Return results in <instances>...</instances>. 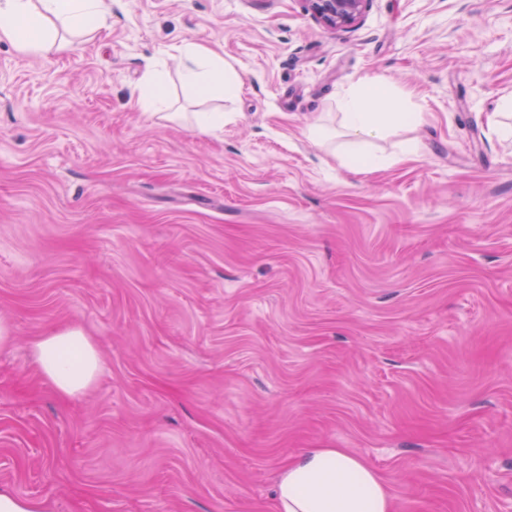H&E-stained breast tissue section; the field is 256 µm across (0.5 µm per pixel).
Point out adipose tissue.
Segmentation results:
<instances>
[{"label":"adipose tissue","mask_w":512,"mask_h":512,"mask_svg":"<svg viewBox=\"0 0 512 512\" xmlns=\"http://www.w3.org/2000/svg\"><path fill=\"white\" fill-rule=\"evenodd\" d=\"M112 9V0H0V39L12 42L24 54L42 57L66 49L54 24L95 31ZM183 81L200 97L213 90L232 92L224 58L212 48L190 43L183 47ZM342 134L360 145L383 138L378 120L388 110L394 121L417 124V112H400L386 84L365 80L340 101ZM42 377L64 397L88 392L100 372V356L83 329L68 327L36 339L32 344ZM274 512H396L388 484L359 454L347 448H312L279 473Z\"/></svg>","instance_id":"adipose-tissue-1"}]
</instances>
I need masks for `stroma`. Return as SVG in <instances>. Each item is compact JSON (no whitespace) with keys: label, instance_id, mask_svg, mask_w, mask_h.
<instances>
[{"label":"stroma","instance_id":"1","mask_svg":"<svg viewBox=\"0 0 512 512\" xmlns=\"http://www.w3.org/2000/svg\"><path fill=\"white\" fill-rule=\"evenodd\" d=\"M63 35L0 40V488L272 512L288 462L347 448L397 512H512V0H371L340 30L305 0H112ZM187 43L233 96L184 86ZM366 78L424 115L372 173L340 127ZM67 327L102 359L73 398L31 348ZM140 102L147 110L162 112L169 108V97L164 89V81L160 72L151 73L140 89Z\"/></svg>","mask_w":512,"mask_h":512}]
</instances>
